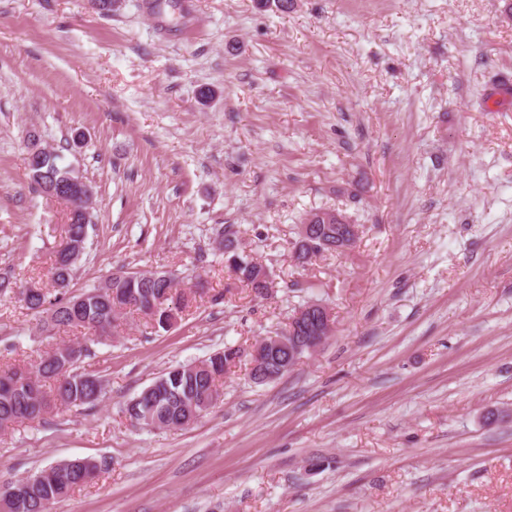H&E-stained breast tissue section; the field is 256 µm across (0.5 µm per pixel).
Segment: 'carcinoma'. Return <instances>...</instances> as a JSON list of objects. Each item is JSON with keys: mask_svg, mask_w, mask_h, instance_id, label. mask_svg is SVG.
Segmentation results:
<instances>
[{"mask_svg": "<svg viewBox=\"0 0 512 512\" xmlns=\"http://www.w3.org/2000/svg\"><path fill=\"white\" fill-rule=\"evenodd\" d=\"M31 177L38 186L60 188L70 170L57 163V155L49 150L29 165ZM319 213L307 216L316 224L318 236L336 239L340 227L318 220ZM64 237L55 251L50 270L53 291L32 287L22 292L21 301L36 312L45 313L46 330L60 327L83 328L93 332L91 340L111 336L119 327L118 314L123 310L144 314L156 330L172 325V312L187 306V297L175 287V278H153L151 273H115L104 281V292L88 298L87 304L75 307L81 295L70 292L78 259L72 258L66 244L79 241L83 232L81 216L69 215L63 229ZM238 278L247 282L255 294L262 296L269 282L259 278L263 267L240 258L231 264ZM280 336L289 346L278 349L270 357L267 368L279 374L277 360L292 355L297 365L309 354L310 336L288 337V329ZM242 349L229 346L208 358L186 365H177L157 377L122 408L129 421L142 428L181 429L213 407L221 397L218 381L231 367L241 362ZM82 351L69 345L58 346L40 357L32 369L8 367L0 369V430L17 423L43 417L57 406L82 407L98 401L104 391L103 381L89 373L78 372L75 365ZM107 468V462L91 459L62 460L24 479L23 494L6 501L7 512H49L50 506L70 495L88 479Z\"/></svg>", "mask_w": 512, "mask_h": 512, "instance_id": "1", "label": "carcinoma"}]
</instances>
